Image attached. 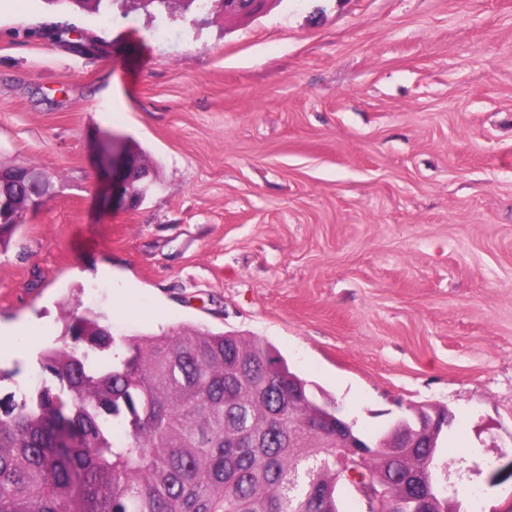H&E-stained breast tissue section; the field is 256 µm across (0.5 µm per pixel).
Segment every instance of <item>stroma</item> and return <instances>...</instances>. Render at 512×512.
<instances>
[{
  "mask_svg": "<svg viewBox=\"0 0 512 512\" xmlns=\"http://www.w3.org/2000/svg\"><path fill=\"white\" fill-rule=\"evenodd\" d=\"M116 140L143 201L112 200ZM0 164L52 185L0 248V398L69 312L235 333L368 438L447 408L437 479L512 512V0H0Z\"/></svg>",
  "mask_w": 512,
  "mask_h": 512,
  "instance_id": "35a3bbf8",
  "label": "stroma"
}]
</instances>
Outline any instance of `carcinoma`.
<instances>
[{
  "label": "carcinoma",
  "instance_id": "cac0c4a2",
  "mask_svg": "<svg viewBox=\"0 0 512 512\" xmlns=\"http://www.w3.org/2000/svg\"><path fill=\"white\" fill-rule=\"evenodd\" d=\"M68 2L104 13L118 0ZM171 13L181 0H139ZM28 182H0V245L28 211ZM83 349L40 357L42 383L0 400V512H340L336 409L322 430L302 424L306 381L262 344L232 333L181 327L114 347L97 319L75 317ZM440 448H375L361 467L381 494L378 512H413V492L435 496L425 512H459V487L425 485Z\"/></svg>",
  "mask_w": 512,
  "mask_h": 512
}]
</instances>
